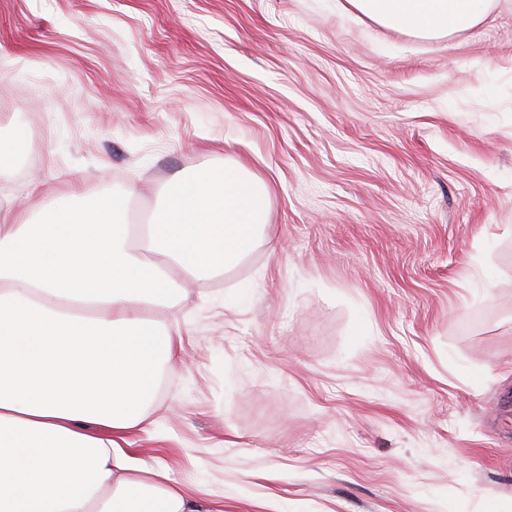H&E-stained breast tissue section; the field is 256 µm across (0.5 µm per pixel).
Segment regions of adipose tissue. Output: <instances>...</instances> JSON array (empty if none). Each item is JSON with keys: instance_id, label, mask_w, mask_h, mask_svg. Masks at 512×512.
<instances>
[{"instance_id": "obj_1", "label": "adipose tissue", "mask_w": 512, "mask_h": 512, "mask_svg": "<svg viewBox=\"0 0 512 512\" xmlns=\"http://www.w3.org/2000/svg\"><path fill=\"white\" fill-rule=\"evenodd\" d=\"M349 2L431 37L472 27L493 0ZM267 222L268 191L240 164L173 176L146 224L108 192L38 223L0 216V512H224L167 467L136 463L124 442L144 428L175 346L154 315L179 293L169 266H234Z\"/></svg>"}]
</instances>
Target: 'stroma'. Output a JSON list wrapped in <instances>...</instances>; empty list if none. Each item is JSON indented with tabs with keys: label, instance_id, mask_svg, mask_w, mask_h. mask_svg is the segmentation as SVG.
I'll list each match as a JSON object with an SVG mask.
<instances>
[{
	"label": "stroma",
	"instance_id": "stroma-1",
	"mask_svg": "<svg viewBox=\"0 0 512 512\" xmlns=\"http://www.w3.org/2000/svg\"><path fill=\"white\" fill-rule=\"evenodd\" d=\"M0 209L243 164L265 241L158 316L128 436L224 512H512V0L421 37L347 0H0Z\"/></svg>",
	"mask_w": 512,
	"mask_h": 512
}]
</instances>
